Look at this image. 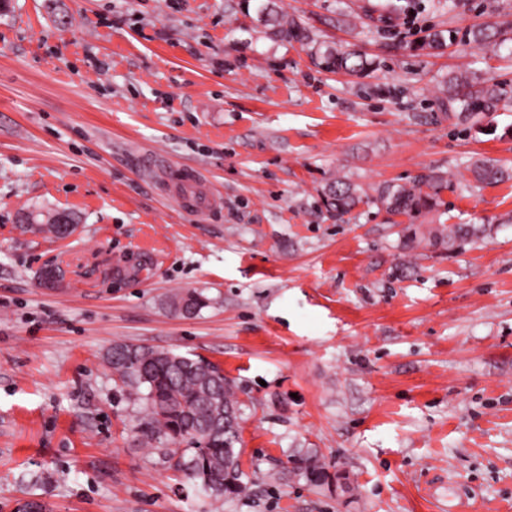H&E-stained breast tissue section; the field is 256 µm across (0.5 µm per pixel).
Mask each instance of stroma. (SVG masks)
<instances>
[{
    "mask_svg": "<svg viewBox=\"0 0 512 512\" xmlns=\"http://www.w3.org/2000/svg\"><path fill=\"white\" fill-rule=\"evenodd\" d=\"M278 0L311 42L272 39L241 0H8L0 9V512H512V107L448 119L451 71L512 93V0ZM490 24L431 54L434 31ZM366 53L367 76L319 52ZM196 169L214 212L180 205ZM446 172L443 207L395 223L321 203ZM68 212L75 235L23 231ZM479 236L447 245L450 229ZM57 264V287L39 284ZM187 289L198 316L172 311ZM116 343L216 363L241 404L245 493L215 499L143 445ZM325 473L308 481L294 461ZM469 171L477 184H493L512 177L508 168L489 158H475L470 164ZM184 303L186 305L185 312L178 311V304ZM171 308L184 317H191L197 315L202 308L206 306V302L203 299L201 293L196 290H187L184 293L175 294L170 301ZM178 309V310H176Z\"/></svg>",
    "mask_w": 512,
    "mask_h": 512,
    "instance_id": "stroma-1",
    "label": "stroma"
}]
</instances>
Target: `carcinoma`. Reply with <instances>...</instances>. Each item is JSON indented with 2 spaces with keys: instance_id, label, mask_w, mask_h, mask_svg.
Wrapping results in <instances>:
<instances>
[{
  "instance_id": "carcinoma-1",
  "label": "carcinoma",
  "mask_w": 512,
  "mask_h": 512,
  "mask_svg": "<svg viewBox=\"0 0 512 512\" xmlns=\"http://www.w3.org/2000/svg\"><path fill=\"white\" fill-rule=\"evenodd\" d=\"M258 21L271 35L285 43H306L310 35L300 21L279 13L276 0H259ZM499 32L479 27L471 32L472 40L486 46L498 45ZM327 70L345 71L362 76L374 67L366 55L349 50L327 48L319 55ZM447 95L443 106L448 117L469 128L483 132L481 119L506 102L498 84L478 85L467 74L450 73L446 80ZM477 184H493L512 178V171L493 159L476 158L469 167ZM448 188L443 173L430 171L404 184L383 183L365 190L362 186L338 177L322 191L323 204L338 215L354 210L371 200L392 215L413 220L424 212L441 206V192ZM26 229L63 236L54 217L42 223L38 215L25 218ZM185 304L184 317L197 315L206 306L201 293L188 290L171 298L170 306ZM105 363L121 384L132 394L145 390V417L141 428L143 443L162 447L164 454L178 457L177 465L185 475L217 499H228L243 492L241 470L240 403L234 386L218 365L200 357H190L155 347L116 344L104 355Z\"/></svg>"
}]
</instances>
